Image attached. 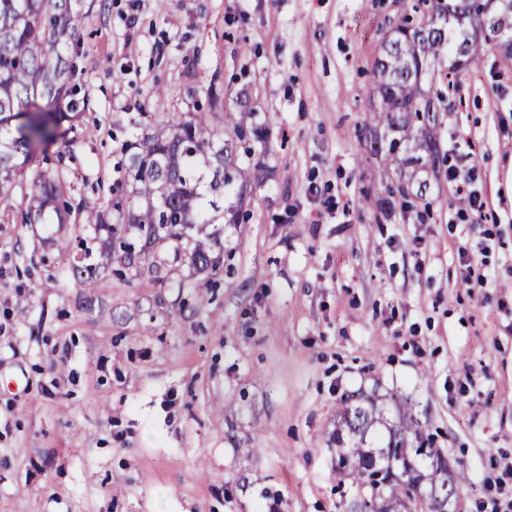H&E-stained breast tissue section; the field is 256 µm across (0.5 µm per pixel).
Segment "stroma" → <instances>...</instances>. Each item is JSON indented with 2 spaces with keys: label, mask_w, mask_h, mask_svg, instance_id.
Instances as JSON below:
<instances>
[{
  "label": "stroma",
  "mask_w": 512,
  "mask_h": 512,
  "mask_svg": "<svg viewBox=\"0 0 512 512\" xmlns=\"http://www.w3.org/2000/svg\"><path fill=\"white\" fill-rule=\"evenodd\" d=\"M401 11L89 12L88 106L0 204V512H346L356 492L336 486L329 437L357 393L461 466L455 512H512V58L478 35L459 100L438 106V163L402 168L393 131L369 118L378 43ZM243 105L266 138L239 223L219 227L220 271L119 277L100 265L93 213L22 223L34 173L108 205L140 125L175 114L220 129ZM452 168L472 174L482 214L459 202ZM86 253L90 288L70 271Z\"/></svg>",
  "instance_id": "1"
}]
</instances>
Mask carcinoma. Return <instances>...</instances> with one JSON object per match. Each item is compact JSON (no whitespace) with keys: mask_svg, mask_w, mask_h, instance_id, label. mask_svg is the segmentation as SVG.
<instances>
[{"mask_svg":"<svg viewBox=\"0 0 512 512\" xmlns=\"http://www.w3.org/2000/svg\"><path fill=\"white\" fill-rule=\"evenodd\" d=\"M96 0H0V202H9L12 187L29 165L35 147L55 139L63 122L80 117L77 58L79 29ZM488 0H413L410 11L383 35L374 65L371 119L385 123L399 137L389 151L418 142L436 157L434 99L422 78L449 53L457 72L476 55L463 14L475 22L486 16ZM490 32L512 30V0L493 13ZM248 113L218 130L202 120L170 118L151 133L126 144V162L112 183V210L85 198L79 207L96 212V230L107 234L103 254L124 269L137 266L145 254L155 281L167 276L163 256L173 253L201 268H214L222 243L203 232V224H236L239 212L224 199L242 201L251 179L249 166L239 162L238 149L249 152L247 138L260 141L261 129L247 124ZM73 208L66 182L58 174L33 178L22 212V223L40 224L47 216L67 223ZM85 286L94 284L95 267L71 264ZM336 428L339 482L351 481L366 512L401 499L417 502L415 484L444 498L466 485L464 471L448 468V457L427 455L410 446L404 419L389 424L373 396L351 394L341 400ZM393 460L410 476L384 484L382 462Z\"/></svg>","mask_w":512,"mask_h":512,"instance_id":"obj_1","label":"carcinoma"}]
</instances>
